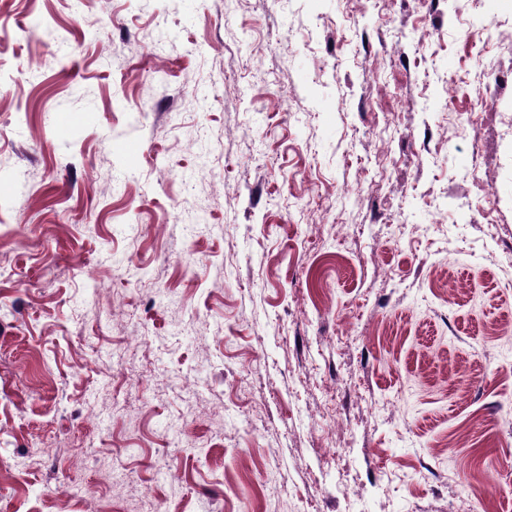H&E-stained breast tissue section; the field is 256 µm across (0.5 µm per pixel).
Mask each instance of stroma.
Segmentation results:
<instances>
[{"label": "stroma", "instance_id": "1", "mask_svg": "<svg viewBox=\"0 0 512 512\" xmlns=\"http://www.w3.org/2000/svg\"><path fill=\"white\" fill-rule=\"evenodd\" d=\"M146 495L512 512V0H0V512Z\"/></svg>", "mask_w": 512, "mask_h": 512}]
</instances>
